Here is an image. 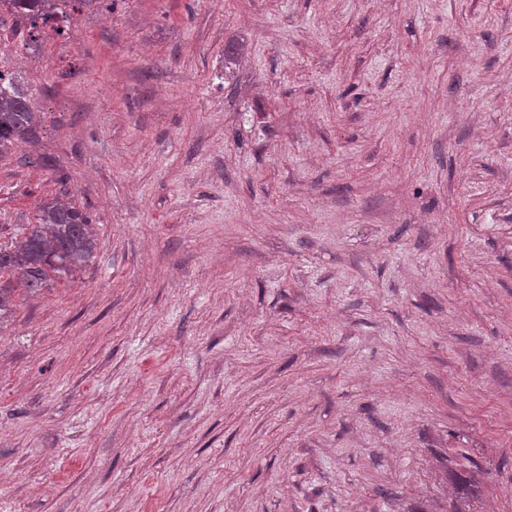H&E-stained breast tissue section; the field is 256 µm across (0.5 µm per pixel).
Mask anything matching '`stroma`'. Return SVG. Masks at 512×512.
<instances>
[{
  "instance_id": "stroma-1",
  "label": "stroma",
  "mask_w": 512,
  "mask_h": 512,
  "mask_svg": "<svg viewBox=\"0 0 512 512\" xmlns=\"http://www.w3.org/2000/svg\"><path fill=\"white\" fill-rule=\"evenodd\" d=\"M0 68V512H512V0H93ZM15 78L0 71V155L35 135L43 119ZM90 220L79 208L58 198L44 202L36 224H26L23 237L12 248L0 247V277L18 275L31 294L52 278L65 279L95 254L97 242Z\"/></svg>"
}]
</instances>
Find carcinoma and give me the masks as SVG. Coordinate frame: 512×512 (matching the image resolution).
<instances>
[{
  "label": "carcinoma",
  "instance_id": "cac0c4a2",
  "mask_svg": "<svg viewBox=\"0 0 512 512\" xmlns=\"http://www.w3.org/2000/svg\"><path fill=\"white\" fill-rule=\"evenodd\" d=\"M93 0H0L15 22L35 38L50 23L70 21L71 13ZM42 113L33 106L15 78L0 71V155L18 141L35 135ZM97 242L90 220L79 208L53 199L43 203L36 223L28 224L13 248L0 247V276H19L24 289L35 294L53 277L65 279L84 266L95 254ZM460 501L467 503L482 495L474 476L455 477Z\"/></svg>",
  "mask_w": 512,
  "mask_h": 512
}]
</instances>
